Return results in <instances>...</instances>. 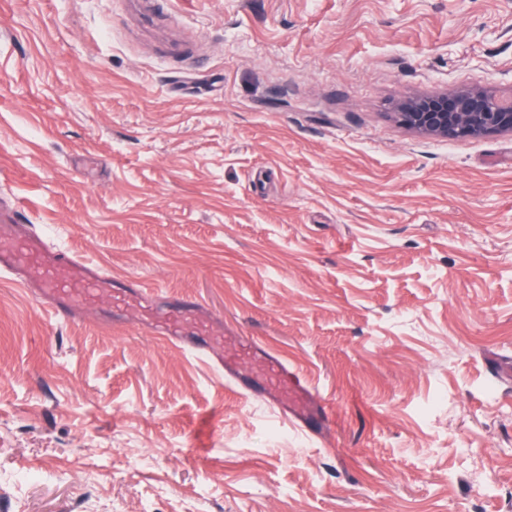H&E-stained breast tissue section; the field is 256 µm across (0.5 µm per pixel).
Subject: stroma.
<instances>
[{
	"label": "stroma",
	"instance_id": "stroma-1",
	"mask_svg": "<svg viewBox=\"0 0 512 512\" xmlns=\"http://www.w3.org/2000/svg\"><path fill=\"white\" fill-rule=\"evenodd\" d=\"M151 2L0 0V204L282 357L324 425L0 275V512H512V135L390 115L512 94V0ZM398 122L420 136L448 141L512 134V96L490 87L445 89L399 101Z\"/></svg>",
	"mask_w": 512,
	"mask_h": 512
}]
</instances>
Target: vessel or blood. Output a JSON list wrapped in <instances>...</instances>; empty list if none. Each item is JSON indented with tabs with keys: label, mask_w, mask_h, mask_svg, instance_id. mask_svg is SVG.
Returning <instances> with one entry per match:
<instances>
[{
	"label": "vessel or blood",
	"mask_w": 512,
	"mask_h": 512,
	"mask_svg": "<svg viewBox=\"0 0 512 512\" xmlns=\"http://www.w3.org/2000/svg\"><path fill=\"white\" fill-rule=\"evenodd\" d=\"M0 272L34 289L42 305L66 319L110 303L123 317H135L146 329L175 343L192 341L200 354L215 353L225 374L246 394H261L282 414L311 429L314 395L276 355L245 340L229 341L188 298L159 290L116 283L99 269L62 250L26 225L0 213Z\"/></svg>",
	"instance_id": "vessel-or-blood-1"
}]
</instances>
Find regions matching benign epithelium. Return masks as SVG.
Listing matches in <instances>:
<instances>
[{"mask_svg": "<svg viewBox=\"0 0 512 512\" xmlns=\"http://www.w3.org/2000/svg\"><path fill=\"white\" fill-rule=\"evenodd\" d=\"M398 122L420 136L448 141L512 134V96L490 87L445 89L399 101Z\"/></svg>", "mask_w": 512, "mask_h": 512, "instance_id": "7a95c632", "label": "benign epithelium"}]
</instances>
